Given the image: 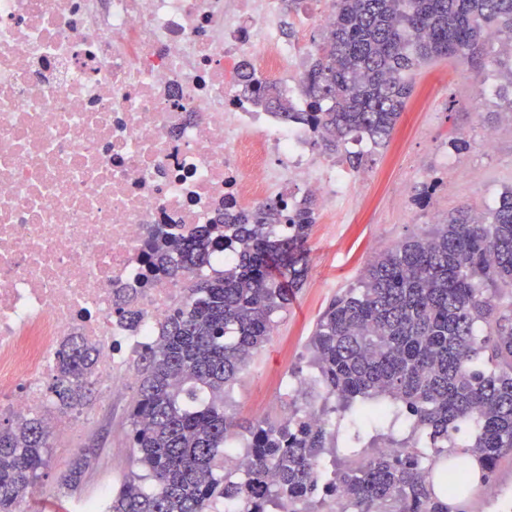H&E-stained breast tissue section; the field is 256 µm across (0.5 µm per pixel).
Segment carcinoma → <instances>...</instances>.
<instances>
[{"label": "carcinoma", "mask_w": 512, "mask_h": 512, "mask_svg": "<svg viewBox=\"0 0 512 512\" xmlns=\"http://www.w3.org/2000/svg\"><path fill=\"white\" fill-rule=\"evenodd\" d=\"M323 31L304 71L296 110L275 82L244 90L290 123L311 127L315 146L357 170L390 140L420 70L452 59L508 70L495 45L512 50V0H329ZM318 210L281 200L201 224L187 239L159 225L148 272L182 277L210 263L212 246L239 244L213 277H193L160 324L161 344L137 354L138 387L128 412L138 470L112 487L106 512H461L454 504L481 469L489 483L512 453V189L478 212L462 206L364 268L360 286L332 300L307 344L313 372L295 375L288 412L244 424L231 412L232 385L270 339L302 287ZM176 252L181 262L169 264ZM98 350L77 339L57 353L50 392L60 410L90 401ZM308 391L295 395L294 384ZM405 415L409 436L365 458L370 432ZM348 419L344 437L336 416ZM469 425L474 437L456 434ZM52 439L37 416L0 426V512L33 492ZM351 458L345 468L338 452ZM85 450L62 474L76 491L90 466Z\"/></svg>", "instance_id": "carcinoma-1"}]
</instances>
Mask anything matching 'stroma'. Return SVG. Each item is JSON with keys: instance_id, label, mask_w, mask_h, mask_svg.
<instances>
[{"instance_id": "stroma-1", "label": "stroma", "mask_w": 512, "mask_h": 512, "mask_svg": "<svg viewBox=\"0 0 512 512\" xmlns=\"http://www.w3.org/2000/svg\"><path fill=\"white\" fill-rule=\"evenodd\" d=\"M483 83L489 92L482 99L477 90ZM506 83L503 75L485 79L448 59L420 72L391 140L369 156L365 181L353 182L349 201L313 226L308 277L231 392L240 420L287 412L292 373L311 372L307 344L320 313L332 298L359 287L365 265L377 254L428 230L460 204L477 210L492 206L501 192L512 188V117L501 110L495 95ZM489 134L494 149L487 153L480 144ZM459 137L469 141V148L445 152V145ZM431 180L438 188L428 207H417L399 192L401 185L413 189ZM134 394L127 389L109 403L93 394L82 409L84 425L72 436L54 440L47 465L39 472L38 491L29 499L34 512H47L50 502L69 512L71 496L61 491L60 476L82 450L97 452L82 491L102 478L114 483L124 478L135 455L127 422ZM492 484L497 497L483 491L464 495L459 500L462 512H503L505 503L512 501V456L499 461Z\"/></svg>"}]
</instances>
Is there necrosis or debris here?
<instances>
[{
  "label": "necrosis or debris",
  "instance_id": "1",
  "mask_svg": "<svg viewBox=\"0 0 512 512\" xmlns=\"http://www.w3.org/2000/svg\"><path fill=\"white\" fill-rule=\"evenodd\" d=\"M283 0H0V415L82 426L46 384L79 336L109 399L185 296L144 280L156 225L188 235L269 199L335 209L342 165L243 94L238 66L293 90L306 50ZM124 299L136 331L114 311Z\"/></svg>",
  "mask_w": 512,
  "mask_h": 512
}]
</instances>
